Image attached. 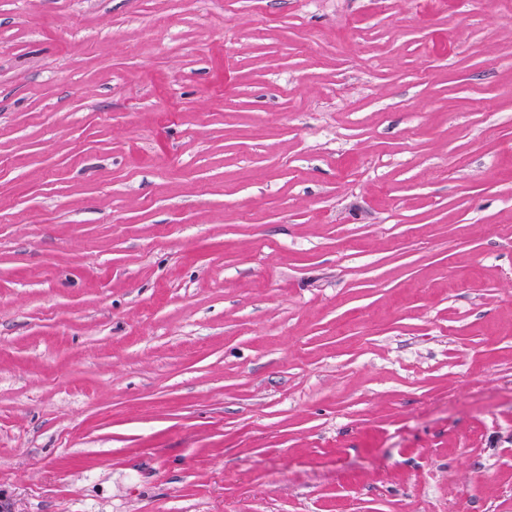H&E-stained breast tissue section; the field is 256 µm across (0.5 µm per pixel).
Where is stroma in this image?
Instances as JSON below:
<instances>
[{
	"mask_svg": "<svg viewBox=\"0 0 512 512\" xmlns=\"http://www.w3.org/2000/svg\"><path fill=\"white\" fill-rule=\"evenodd\" d=\"M0 512H512V0H0Z\"/></svg>",
	"mask_w": 512,
	"mask_h": 512,
	"instance_id": "stroma-1",
	"label": "stroma"
}]
</instances>
